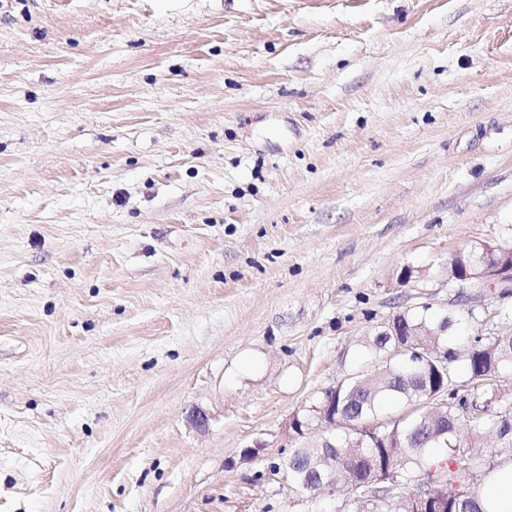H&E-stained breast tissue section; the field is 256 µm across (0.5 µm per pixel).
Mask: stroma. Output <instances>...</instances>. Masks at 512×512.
Listing matches in <instances>:
<instances>
[{
	"label": "stroma",
	"instance_id": "35a3bbf8",
	"mask_svg": "<svg viewBox=\"0 0 512 512\" xmlns=\"http://www.w3.org/2000/svg\"><path fill=\"white\" fill-rule=\"evenodd\" d=\"M481 242L512 0H0V512H310L294 417Z\"/></svg>",
	"mask_w": 512,
	"mask_h": 512
}]
</instances>
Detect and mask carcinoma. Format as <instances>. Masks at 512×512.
<instances>
[{
  "label": "carcinoma",
  "instance_id": "cac0c4a2",
  "mask_svg": "<svg viewBox=\"0 0 512 512\" xmlns=\"http://www.w3.org/2000/svg\"><path fill=\"white\" fill-rule=\"evenodd\" d=\"M456 317L408 309L399 313L400 325L416 336H365L361 350L382 359L369 371L354 372L326 390L313 416L336 414L351 420L356 432L331 435L322 431L309 446L294 448L268 466V474L282 481L307 502L336 479L343 495L339 512H482L480 488L500 464L473 448L459 434L495 429L512 443V413L496 407L488 393L490 382L512 373V336L477 337L458 353ZM409 347L394 355L396 344ZM446 352V364L432 365L429 350ZM435 480L433 492L445 499L419 502L406 493L415 478Z\"/></svg>",
  "mask_w": 512,
  "mask_h": 512
}]
</instances>
